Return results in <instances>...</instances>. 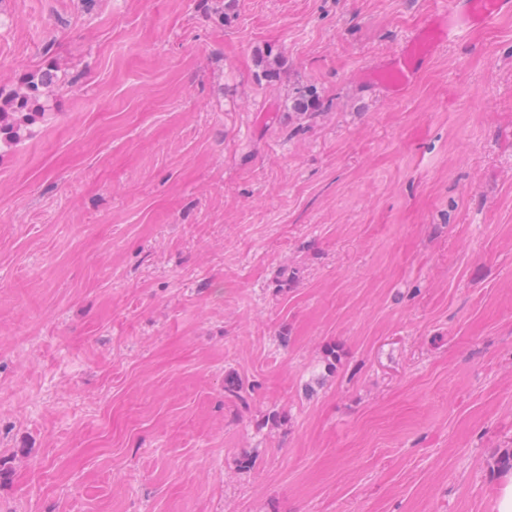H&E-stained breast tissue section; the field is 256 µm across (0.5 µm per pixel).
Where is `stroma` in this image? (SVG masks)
Returning a JSON list of instances; mask_svg holds the SVG:
<instances>
[{
    "label": "stroma",
    "instance_id": "obj_1",
    "mask_svg": "<svg viewBox=\"0 0 512 512\" xmlns=\"http://www.w3.org/2000/svg\"><path fill=\"white\" fill-rule=\"evenodd\" d=\"M225 2L0 0V512H496L512 15ZM512 13L511 0H455L450 9L434 17L385 65L368 70L366 80L393 97L402 96L412 84L418 63L429 60L446 38L472 27H486L504 14ZM47 79L53 81L52 75L41 72L32 74L30 81L26 82V91L18 92L12 98L6 100V104L3 106L4 112H0V133L9 135V139L16 138L21 128V122L28 124L33 119L36 112H27L32 95H35L40 85H47ZM10 113L12 115L19 114L23 120L13 119L10 117ZM5 114H7L6 118ZM11 119H13L12 122Z\"/></svg>",
    "mask_w": 512,
    "mask_h": 512
}]
</instances>
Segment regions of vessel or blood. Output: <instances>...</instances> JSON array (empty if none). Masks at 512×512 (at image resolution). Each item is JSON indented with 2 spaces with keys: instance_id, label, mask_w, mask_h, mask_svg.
<instances>
[{
  "instance_id": "1",
  "label": "vessel or blood",
  "mask_w": 512,
  "mask_h": 512,
  "mask_svg": "<svg viewBox=\"0 0 512 512\" xmlns=\"http://www.w3.org/2000/svg\"><path fill=\"white\" fill-rule=\"evenodd\" d=\"M512 13V0H453L450 9L434 17L385 65L368 70L366 79L392 96H402L412 84L420 61L430 59L436 46L456 32L486 27Z\"/></svg>"
}]
</instances>
